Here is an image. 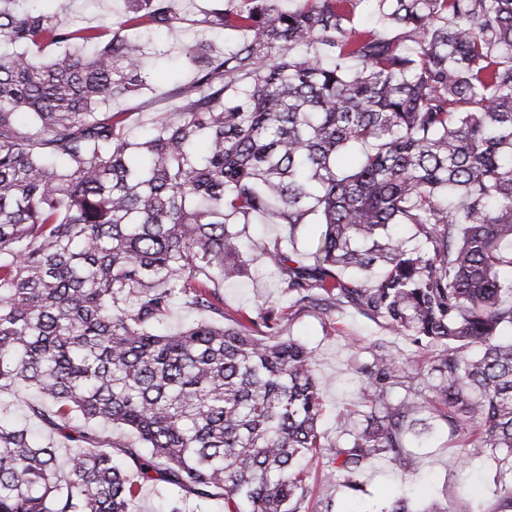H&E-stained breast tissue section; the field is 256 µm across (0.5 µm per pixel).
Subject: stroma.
<instances>
[{"label":"stroma","instance_id":"1","mask_svg":"<svg viewBox=\"0 0 512 512\" xmlns=\"http://www.w3.org/2000/svg\"><path fill=\"white\" fill-rule=\"evenodd\" d=\"M201 37L220 44L231 39L227 31L201 24L191 9L185 12L182 32L151 33L147 43L149 58L154 63L151 84L138 97L119 104L128 114L126 130L130 140H138L145 131L142 113L164 111L167 97L175 86L174 73L180 66L181 49L184 44ZM316 231L313 224L300 226L294 234L284 224L249 225L248 232L256 245L250 253V275L236 282L221 283L219 288L225 313L236 319L256 316L259 297H270L281 337L297 339L316 352L318 382L324 403L320 429L329 446L307 465L304 512H321L328 496L335 502V512H382L401 489L408 492L414 512H421L433 502L439 503L447 512H487L499 484L494 463L485 459L459 466L456 457L469 432L465 429L449 432L446 423L434 415L425 418L424 439L410 444L407 466L374 461L364 475L362 491L337 490L335 480L329 476V460L332 445L345 441L339 414L343 409L356 408L359 402L358 370L370 359L364 349L351 347V339L357 338L367 344L380 338L392 352L405 356L410 355L411 348L402 338L387 333L352 309L290 307L277 273L265 266L260 249L292 235L299 251L303 252Z\"/></svg>","mask_w":512,"mask_h":512}]
</instances>
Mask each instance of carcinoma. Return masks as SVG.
Listing matches in <instances>:
<instances>
[{"label": "carcinoma", "instance_id": "cac0c4a2", "mask_svg": "<svg viewBox=\"0 0 512 512\" xmlns=\"http://www.w3.org/2000/svg\"><path fill=\"white\" fill-rule=\"evenodd\" d=\"M39 2L0 0V391L37 392L32 419L73 448L63 472L0 402V512H138L141 481L299 512L300 462L325 447L315 356L260 334L267 317L224 325L213 279L245 274L258 217L322 226L306 264L265 248L292 306L350 307L414 347H366L336 485L406 465L428 411L471 430L458 458L493 459L488 512H512V0H217L203 22L243 38L186 45L192 86L137 142L112 111L148 86L129 32L179 29L180 0L77 28ZM179 302L201 318L158 332ZM114 426L141 443L123 463Z\"/></svg>", "mask_w": 512, "mask_h": 512}]
</instances>
